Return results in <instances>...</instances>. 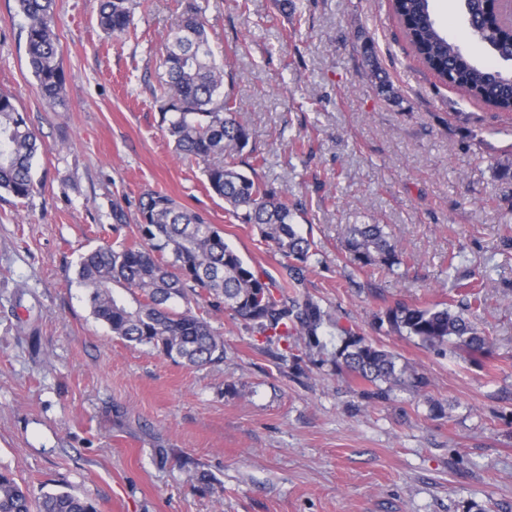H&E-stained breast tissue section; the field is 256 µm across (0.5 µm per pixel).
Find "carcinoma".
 <instances>
[{"mask_svg":"<svg viewBox=\"0 0 512 512\" xmlns=\"http://www.w3.org/2000/svg\"><path fill=\"white\" fill-rule=\"evenodd\" d=\"M27 22L26 51L41 95L61 97L64 72L55 31L54 0H17ZM469 30L500 65L481 63L465 54L437 22L432 0H398L394 9L406 20L403 32L418 59L440 80L474 99L512 111V34L506 21L487 25L484 0H460ZM180 23L165 37L167 80L159 98L162 122L176 152L202 165L209 188L224 199L233 216L254 224L261 236L288 260L286 278L277 281L248 266L224 242L222 230L201 212L166 194H144L137 206L140 240L117 248L99 246L81 255L77 279L85 288L94 318L112 335L135 346L155 350L174 362L205 366L224 358V340L202 314L191 308L176 311L170 302L200 299L215 311L229 309L251 324L268 344L292 348L301 337L306 347H321L320 334L330 321L313 297H288V284L302 281L303 264L313 242L296 228L303 206L291 207L280 191L257 178L264 155L251 151L249 171L238 157L250 141L249 130L236 119L241 103L224 93V66L217 62L196 0H177ZM101 27L116 35L133 25V0H100ZM366 65L382 94L393 88L381 76L373 51L365 49ZM40 149L38 135L20 112L12 95L0 92V192L29 197L35 189L32 160ZM350 261L389 270L402 263L401 252L381 224H351L344 240ZM466 302L455 311L448 306L397 302L380 321L391 330L414 338L426 348L475 355L489 339L478 327L483 277L468 274ZM122 288L124 297L115 291ZM331 362L372 385L367 399H383L393 387L423 394L429 379L414 367L398 366L391 352L360 336L348 335ZM0 512H97L90 500L70 491H54L34 500L28 490L0 472Z\"/></svg>","mask_w":512,"mask_h":512,"instance_id":"obj_1","label":"carcinoma"}]
</instances>
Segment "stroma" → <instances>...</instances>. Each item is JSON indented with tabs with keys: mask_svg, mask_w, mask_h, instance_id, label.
<instances>
[{
	"mask_svg": "<svg viewBox=\"0 0 512 512\" xmlns=\"http://www.w3.org/2000/svg\"><path fill=\"white\" fill-rule=\"evenodd\" d=\"M224 90L263 152L259 180L288 201L315 253L301 287L331 318L322 349L293 360L206 304L223 362L194 368L112 336L76 279L80 256L133 241L149 192L203 212L256 270L284 258L208 192L160 122L163 37L175 0H139L130 33L98 23L96 0H55L65 87L40 95L26 20L0 0V91L38 132V182L0 196V471L32 497L63 489L99 512H512V112L443 84L407 42L391 0H197ZM371 42L394 97L363 62ZM349 224H384L395 271L351 264ZM484 273L478 325L459 357L379 321L409 304L456 305ZM424 372L417 396L368 400L329 358L344 331ZM209 474L208 483L196 480Z\"/></svg>",
	"mask_w": 512,
	"mask_h": 512,
	"instance_id": "stroma-1",
	"label": "stroma"
}]
</instances>
